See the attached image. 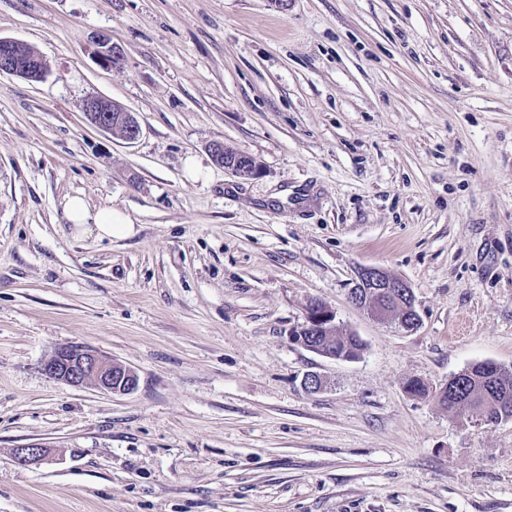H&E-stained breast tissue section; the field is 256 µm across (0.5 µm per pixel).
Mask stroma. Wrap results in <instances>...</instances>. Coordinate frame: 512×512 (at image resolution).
<instances>
[{"instance_id":"stroma-1","label":"stroma","mask_w":512,"mask_h":512,"mask_svg":"<svg viewBox=\"0 0 512 512\" xmlns=\"http://www.w3.org/2000/svg\"><path fill=\"white\" fill-rule=\"evenodd\" d=\"M0 37L48 64L0 75V512H512V419L436 398L512 369V0H0ZM72 196L134 235L74 236ZM364 266L411 286L414 332L350 302ZM313 300L358 360L292 341ZM73 343L136 389L48 379ZM88 48L100 63L106 65L118 66L124 58L121 46L102 33L93 34L88 38ZM82 111L89 124L102 132L112 133L114 125L123 127L125 133L122 139L129 144L135 143L140 136L141 128L136 114L123 106L115 105L105 97L86 98ZM211 155L216 165L242 179H252L259 174L258 165L248 156L232 151L222 142L213 143Z\"/></svg>"}]
</instances>
